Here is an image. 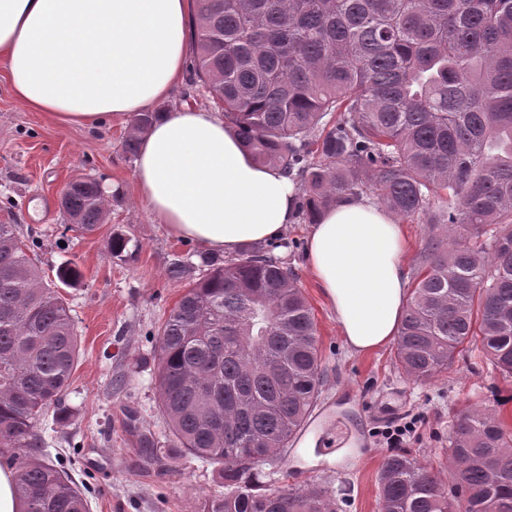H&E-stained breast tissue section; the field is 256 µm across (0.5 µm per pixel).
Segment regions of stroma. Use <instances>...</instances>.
<instances>
[{"label": "stroma", "mask_w": 512, "mask_h": 512, "mask_svg": "<svg viewBox=\"0 0 512 512\" xmlns=\"http://www.w3.org/2000/svg\"><path fill=\"white\" fill-rule=\"evenodd\" d=\"M129 117L92 127L66 125L34 112L13 96L0 77V224H13L35 245L45 281L64 264L80 277L63 288L79 336V356L65 400L67 419L46 415L44 452L84 487L90 512H199L202 500L224 492L214 465L180 456L144 468L145 449L124 429V408L138 406L145 425L164 433L158 411L152 356L158 330L197 277L168 274L175 260L190 258L195 243L174 237L139 199L134 159L124 141ZM78 177L99 182L107 203L105 224L91 234L69 230L57 205L58 188ZM122 232L137 249L117 260L106 249ZM310 226H287L288 247L275 256L298 276L317 328L324 387L302 439L284 462L264 469L275 490L309 483L326 487L335 512H380L379 476L390 450L379 433L401 418L415 419L404 449L428 470L447 473L446 453L457 416L472 406L498 413L512 432V378H504L479 351H470L448 372L419 381L395 360L394 346L356 355L345 347L336 316L306 261ZM313 444L319 462L299 453Z\"/></svg>", "instance_id": "35a3bbf8"}]
</instances>
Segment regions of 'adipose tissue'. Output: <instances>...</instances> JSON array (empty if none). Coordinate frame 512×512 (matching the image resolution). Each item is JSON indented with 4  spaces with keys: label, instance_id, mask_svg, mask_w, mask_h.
Wrapping results in <instances>:
<instances>
[{
    "label": "adipose tissue",
    "instance_id": "ef3b65f1",
    "mask_svg": "<svg viewBox=\"0 0 512 512\" xmlns=\"http://www.w3.org/2000/svg\"><path fill=\"white\" fill-rule=\"evenodd\" d=\"M190 0H0V72L15 98L91 126L142 111L179 81ZM140 200L170 234L233 254L296 217L297 190L259 165L212 112L160 113L134 162ZM400 224L367 198H344L313 224L308 266L346 348L379 350L410 296Z\"/></svg>",
    "mask_w": 512,
    "mask_h": 512
}]
</instances>
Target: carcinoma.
I'll use <instances>...</instances> for the list:
<instances>
[{
    "instance_id": "obj_1",
    "label": "carcinoma",
    "mask_w": 512,
    "mask_h": 512,
    "mask_svg": "<svg viewBox=\"0 0 512 512\" xmlns=\"http://www.w3.org/2000/svg\"><path fill=\"white\" fill-rule=\"evenodd\" d=\"M192 70L244 146L297 185L313 224L367 196L431 233L420 252L395 358L416 380L475 346L512 378V0H195ZM158 113L132 114L138 153ZM95 232L106 200L89 179L58 200ZM130 238L114 233L109 254ZM200 275L162 324L158 410L167 431H126L155 462L193 455L227 491L200 512H334L328 489H262L323 387L312 309L285 262L263 248ZM78 334L15 225L0 224V466L20 512H89L81 487L42 451L40 418L63 404ZM453 484L407 452L381 468L382 512H512V432L472 408L448 446Z\"/></svg>"
}]
</instances>
